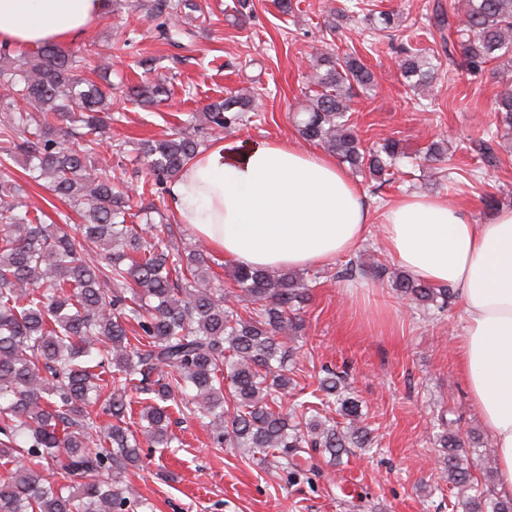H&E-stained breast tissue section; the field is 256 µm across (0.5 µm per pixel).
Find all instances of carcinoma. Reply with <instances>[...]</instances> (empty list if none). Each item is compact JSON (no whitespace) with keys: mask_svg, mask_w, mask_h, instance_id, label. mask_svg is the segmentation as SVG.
Segmentation results:
<instances>
[{"mask_svg":"<svg viewBox=\"0 0 512 512\" xmlns=\"http://www.w3.org/2000/svg\"><path fill=\"white\" fill-rule=\"evenodd\" d=\"M200 11L197 0H150L145 17L174 43ZM461 13L457 25L437 15L448 26V64L476 75L512 53V0H463ZM82 62L52 43L16 62L0 49V512H137L145 499L123 474L139 466L143 447H172L174 408L210 427L216 446L270 456L292 481L307 472L305 454L338 462L352 448L371 447L359 400L336 372H326L318 390L344 423L283 408L293 389L288 337L303 330L299 311L316 278L238 265L226 288L202 241L182 246L172 232L146 239L150 215L163 216L157 203L200 152L203 134L250 121L258 93L230 92L178 132L144 141L152 179L132 196L115 187L109 160L96 150L114 120L112 84L80 76ZM313 70L317 90L301 110L302 138L355 172L390 181L405 155L401 141L366 149L350 122L352 97L372 89V71L356 52L333 48ZM401 73L417 89L437 71L407 49ZM126 96L150 106L168 87L156 81ZM495 112L511 130L512 90L497 96ZM493 143L473 142L488 166L498 162ZM19 155L31 179L46 181L52 197L77 211L81 236L45 223L43 208L23 201L24 186L4 172ZM391 282L422 306L448 305L446 287L405 271ZM243 302L252 306L245 318L235 310ZM131 392L141 395L137 409ZM97 404L106 419L88 412ZM439 442L466 512H512V499L473 480L472 467L492 473L495 461L471 459L449 430Z\"/></svg>","mask_w":512,"mask_h":512,"instance_id":"obj_1","label":"carcinoma"}]
</instances>
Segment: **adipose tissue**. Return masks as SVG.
<instances>
[{
    "mask_svg": "<svg viewBox=\"0 0 512 512\" xmlns=\"http://www.w3.org/2000/svg\"><path fill=\"white\" fill-rule=\"evenodd\" d=\"M106 0H0V43L84 37ZM179 223L225 261L258 269L327 265L363 240L369 215L336 161L294 143L236 150L220 143L170 188ZM391 258L418 279L457 291L464 328L456 356L469 397L496 446L497 492L512 498V208L474 224L444 197L402 196L382 224Z\"/></svg>",
    "mask_w": 512,
    "mask_h": 512,
    "instance_id": "ef3b65f1",
    "label": "adipose tissue"
}]
</instances>
